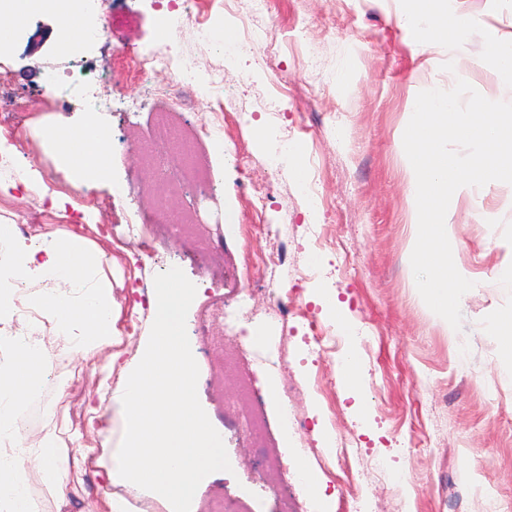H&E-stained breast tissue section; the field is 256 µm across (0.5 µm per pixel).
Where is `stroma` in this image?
I'll return each instance as SVG.
<instances>
[{"mask_svg":"<svg viewBox=\"0 0 512 512\" xmlns=\"http://www.w3.org/2000/svg\"><path fill=\"white\" fill-rule=\"evenodd\" d=\"M451 3L455 13L512 36V0ZM189 7L183 17L153 0H99L96 13L79 26L110 25L117 39L87 41L76 52L59 49L56 18L45 12L32 19L21 42L0 52V72L13 84L12 93H0V118L14 126L8 145L13 163L0 167V225H11L30 248L48 235H82L102 257L95 277L112 288L117 328L136 324L129 340L106 348L115 359L112 367L100 364L94 351L77 361L62 359L51 323L29 305L38 283L13 282L20 315L0 322V361L14 354V337L29 332L44 336L53 355L13 419L30 443L58 437L65 457L61 491L50 488L42 470L29 469L31 512H82L89 495L97 499V512H109L111 502L121 500L124 487L109 475L125 431L113 397L149 338L154 278L174 266L198 289L186 320L199 367L197 393L231 465L202 480L192 512H212L225 497L249 512H282L287 499L294 512H320L305 488L310 470L334 512H512V376L502 370L497 339L485 330L490 314L512 311V288L499 280L500 270L512 266V185L492 182L452 205L454 262L471 274L474 287L460 302L461 330L449 332L426 307L411 273L415 199L399 137L416 93L448 90L461 78L492 97V68L416 45L400 22L398 0H268L257 17L266 31L253 55L235 57L225 56L224 35L238 38L242 31L225 16L224 0H191ZM201 26L209 40L199 39ZM120 45L195 63L199 82L183 93L182 121L196 125L209 106L225 116L222 141L202 150L212 190L178 200L197 211L208 231L206 244L176 240L164 224L148 225L146 248L131 245L120 230L103 238L94 234L113 184L147 178L131 147L161 102L148 98L135 80L105 86L111 111L63 113L43 87L50 72L66 82L83 75L107 78ZM242 108L252 112L251 124L237 123ZM59 119L73 126L90 119L110 133L108 179L73 185L67 165L41 135ZM287 133L303 138L298 157L270 177L268 160ZM267 180L274 190L257 219L245 201L252 185ZM311 180L327 207L306 205L300 189ZM257 220L265 232L242 237L240 226ZM273 250L288 257L274 285L247 280L243 252ZM326 292L352 331L334 328L333 346L319 364L309 358L306 322L258 316L237 323L243 336L285 339L295 380H312L321 369L331 382L328 396H299L305 419L300 433L275 426L269 431L288 463L281 493L258 462L243 403L224 385V318L214 304L243 298L259 312L274 295H287L331 324L322 303ZM353 344L366 412L355 408L339 381V366ZM341 433L353 437L360 451L354 462L341 457L334 441ZM349 466L363 476L365 503L346 496L336 479Z\"/></svg>","mask_w":512,"mask_h":512,"instance_id":"obj_1","label":"stroma"}]
</instances>
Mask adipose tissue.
Listing matches in <instances>:
<instances>
[{"label":"adipose tissue","mask_w":512,"mask_h":512,"mask_svg":"<svg viewBox=\"0 0 512 512\" xmlns=\"http://www.w3.org/2000/svg\"><path fill=\"white\" fill-rule=\"evenodd\" d=\"M46 137L59 159L74 170L76 183L96 182L110 173L108 154L100 146V130L91 123L73 128L50 129ZM101 257L75 233L49 236L35 249L19 243L0 228V316L13 314L15 307L5 298V283L28 275L49 283V291L38 294L39 304L50 305L56 336L67 350H97L115 339L112 290L96 281L94 270ZM51 355L38 345L24 344L15 357L0 366V431L7 433L9 446L0 448V493L9 512H30L26 494V472L38 460L49 479H56L64 459L54 439L37 445L8 430L12 414L22 399L25 384L50 362Z\"/></svg>","instance_id":"adipose-tissue-1"}]
</instances>
